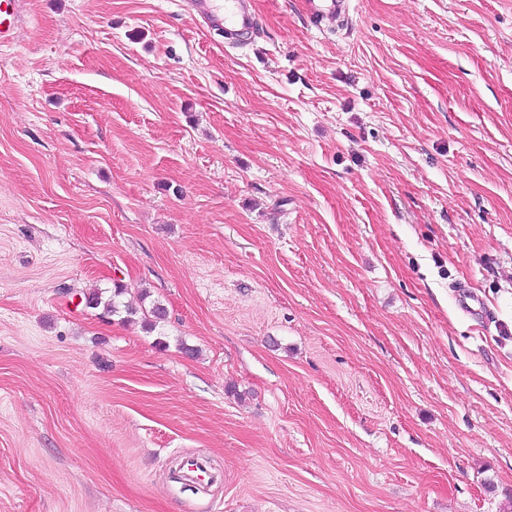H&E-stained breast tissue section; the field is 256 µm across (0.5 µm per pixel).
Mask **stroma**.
I'll use <instances>...</instances> for the list:
<instances>
[{"mask_svg": "<svg viewBox=\"0 0 512 512\" xmlns=\"http://www.w3.org/2000/svg\"><path fill=\"white\" fill-rule=\"evenodd\" d=\"M253 10L0 47V512H512V0ZM190 4L208 28L224 32L228 44L254 28L255 14L248 0H191ZM348 2V0H308L309 17L316 24L328 17H336V21H344L349 13Z\"/></svg>", "mask_w": 512, "mask_h": 512, "instance_id": "1", "label": "stroma"}]
</instances>
